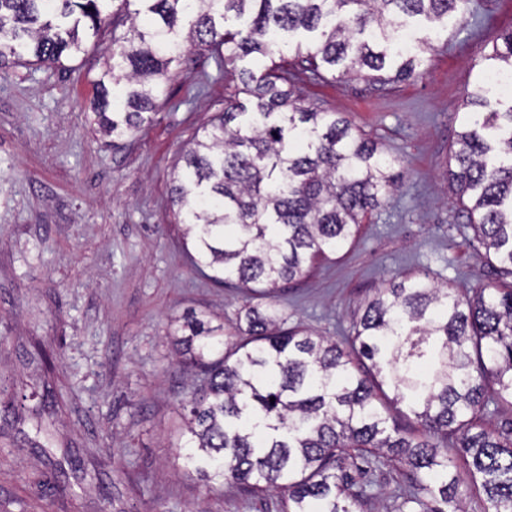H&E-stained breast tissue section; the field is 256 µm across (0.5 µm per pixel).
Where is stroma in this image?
<instances>
[{
    "instance_id": "1",
    "label": "stroma",
    "mask_w": 512,
    "mask_h": 512,
    "mask_svg": "<svg viewBox=\"0 0 512 512\" xmlns=\"http://www.w3.org/2000/svg\"><path fill=\"white\" fill-rule=\"evenodd\" d=\"M512 0H471L447 25L414 22L431 50L420 76L380 85L301 74L302 106L343 113L396 159L397 191L354 245L277 302L289 324L341 340L383 280L422 272L464 296L496 282L448 189V159ZM99 54L80 69L0 71V512H283L280 493L211 485L175 466L192 379L167 338L171 317L214 313L225 328L246 298L197 271L171 205L170 173L228 93L207 53L174 81L134 138L103 137L92 104ZM213 74L206 96L200 72ZM364 512H384L407 483L389 462Z\"/></svg>"
}]
</instances>
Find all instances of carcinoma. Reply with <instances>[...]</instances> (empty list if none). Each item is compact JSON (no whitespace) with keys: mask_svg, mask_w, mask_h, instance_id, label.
<instances>
[{"mask_svg":"<svg viewBox=\"0 0 512 512\" xmlns=\"http://www.w3.org/2000/svg\"><path fill=\"white\" fill-rule=\"evenodd\" d=\"M466 0H0V70L61 71L91 51L100 132L132 137L193 50L237 80L224 111L195 134L172 172L198 269L242 290L246 326L224 332L195 312L171 333L180 361L200 370L186 401L184 472L254 495L281 491L286 512H357L368 473L409 468L395 512H465L456 468L492 512H512V99L485 81L457 134L448 179L497 283L460 298L419 273L396 276L365 300L336 342L289 326L278 290L353 244L361 224L399 187L395 160L340 112L292 100L297 64L387 84L420 74L428 40L410 52L393 36L407 19L462 16ZM320 33L294 60L292 33ZM112 42L102 46V37ZM270 64L257 73L238 63ZM486 70L512 74V30L497 34ZM248 96V102L239 95ZM275 401H270V398ZM413 419L399 426L390 408ZM356 452L366 468L346 464Z\"/></svg>","mask_w":512,"mask_h":512,"instance_id":"cac0c4a2","label":"carcinoma"}]
</instances>
